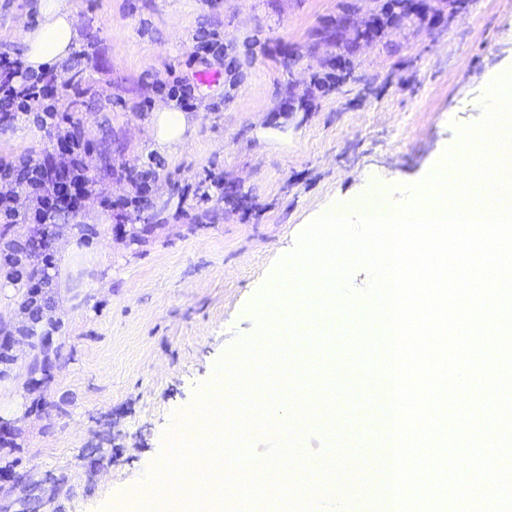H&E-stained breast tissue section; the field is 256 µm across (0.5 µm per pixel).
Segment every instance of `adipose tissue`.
I'll use <instances>...</instances> for the list:
<instances>
[{"mask_svg":"<svg viewBox=\"0 0 512 512\" xmlns=\"http://www.w3.org/2000/svg\"><path fill=\"white\" fill-rule=\"evenodd\" d=\"M37 24L26 30L24 65L36 72L57 68L76 46L78 38L71 0H39ZM153 147L178 155L193 128L184 112L173 106L157 108L151 118Z\"/></svg>","mask_w":512,"mask_h":512,"instance_id":"obj_1","label":"adipose tissue"}]
</instances>
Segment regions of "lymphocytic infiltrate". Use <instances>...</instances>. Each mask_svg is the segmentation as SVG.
<instances>
[{
	"label": "lymphocytic infiltrate",
	"instance_id": "obj_1",
	"mask_svg": "<svg viewBox=\"0 0 512 512\" xmlns=\"http://www.w3.org/2000/svg\"><path fill=\"white\" fill-rule=\"evenodd\" d=\"M82 93L76 78L60 80L33 72L25 69L20 59L0 52V122L13 124L33 119L39 128L52 133L58 152L67 157L60 167L54 161L55 154H46L40 161L28 153L0 155V181L11 187L10 192L0 193V224L38 227L34 235L0 245V267L25 290L22 308L30 323L18 328L21 336L34 335V326L40 322L48 300L53 261L47 244L57 221L66 215L80 214L93 202L107 209L113 206L111 195L97 187L84 166L89 144L82 132L81 118L61 108L63 99H76ZM20 192L30 202L24 211L16 206V195Z\"/></svg>",
	"mask_w": 512,
	"mask_h": 512
}]
</instances>
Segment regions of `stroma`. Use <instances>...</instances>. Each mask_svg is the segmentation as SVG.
<instances>
[{
  "mask_svg": "<svg viewBox=\"0 0 512 512\" xmlns=\"http://www.w3.org/2000/svg\"><path fill=\"white\" fill-rule=\"evenodd\" d=\"M78 46L62 70L85 93L89 175L113 200L129 195L121 170L156 163L147 208L123 217L92 206L77 216L96 257L67 266L55 235L53 310L45 341L14 340L0 375V512H110L145 488L161 465L173 414L187 415L217 360L254 336L281 281L278 261L318 213L384 186L392 206L421 183L448 150L468 156L459 131L477 124L493 78L512 69V0H472L449 16L446 0H423L424 19L387 28L353 48L354 70L330 88L315 78L335 62L319 42L344 0H72ZM38 0H0V47L23 54V32ZM217 28L233 73L195 59L201 28ZM216 75L198 83V74ZM194 83V131L177 156L152 147V108L168 105L156 81ZM151 109H141L144 100ZM53 138L30 122L0 126V154L41 158ZM211 173L234 196L194 191ZM302 320L320 326L293 353L328 396L326 413L296 421L303 454L321 468L323 444L345 408L363 404L364 422L344 429L355 453L351 476L319 498L342 501L368 490L364 461L387 435L378 392L355 352L330 336L332 312L306 290Z\"/></svg>",
  "mask_w": 512,
  "mask_h": 512,
  "instance_id": "35a3bbf8",
  "label": "stroma"
}]
</instances>
